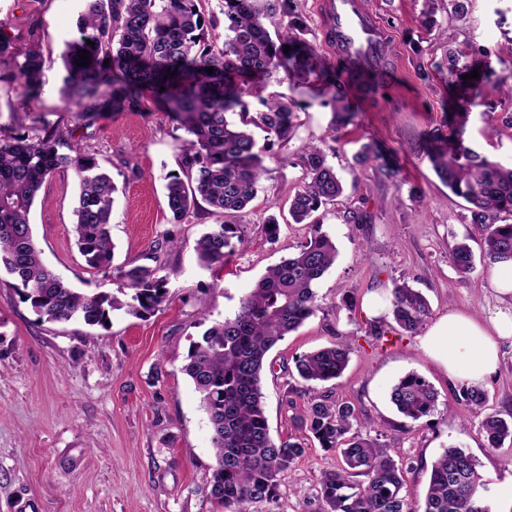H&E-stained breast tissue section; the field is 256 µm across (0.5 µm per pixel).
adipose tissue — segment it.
Masks as SVG:
<instances>
[{
  "mask_svg": "<svg viewBox=\"0 0 512 512\" xmlns=\"http://www.w3.org/2000/svg\"><path fill=\"white\" fill-rule=\"evenodd\" d=\"M492 285L498 306L479 317L448 312L417 338L419 349L448 378L480 385L499 367L503 345L512 339V269L494 271Z\"/></svg>",
  "mask_w": 512,
  "mask_h": 512,
  "instance_id": "adipose-tissue-1",
  "label": "adipose tissue"
}]
</instances>
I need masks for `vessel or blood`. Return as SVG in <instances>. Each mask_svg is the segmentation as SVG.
Instances as JSON below:
<instances>
[{"instance_id": "1", "label": "vessel or blood", "mask_w": 512, "mask_h": 512, "mask_svg": "<svg viewBox=\"0 0 512 512\" xmlns=\"http://www.w3.org/2000/svg\"><path fill=\"white\" fill-rule=\"evenodd\" d=\"M318 9L326 26L336 33V50L351 66L376 65L379 27L364 0H319Z\"/></svg>"}]
</instances>
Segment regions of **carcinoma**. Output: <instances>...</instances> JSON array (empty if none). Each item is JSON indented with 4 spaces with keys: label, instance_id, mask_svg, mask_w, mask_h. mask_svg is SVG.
I'll list each match as a JSON object with an SVG mask.
<instances>
[{
    "label": "carcinoma",
    "instance_id": "obj_1",
    "mask_svg": "<svg viewBox=\"0 0 512 512\" xmlns=\"http://www.w3.org/2000/svg\"><path fill=\"white\" fill-rule=\"evenodd\" d=\"M223 2L227 25L224 48L218 53L205 37L199 0H84L77 36L62 51V95L75 111L89 117L137 111L143 92L149 90L189 136L183 157L186 177L167 176L166 191L176 224L201 201L224 215V223L195 242L196 259L204 266L224 262L248 242L242 218L266 172L267 152L249 127H262L279 141L292 134L293 103L263 96L271 79L297 87L313 79L329 85L334 88L333 131L352 120L345 104L343 76H352L346 61L339 59L338 70L324 68L293 20L274 35L266 26L274 15L292 16L294 0ZM3 26L0 22V58L15 59L11 78L23 99L34 98L40 89L42 53L36 46L15 52ZM89 40L94 45H88ZM286 45L291 48L287 54ZM84 49L91 63L78 66L75 60ZM487 57L485 49L448 48V89H459L462 76L473 70L479 72V81L490 79L494 71ZM249 97L257 98L263 110L251 111ZM229 113L238 122L229 121ZM428 157L439 180L471 205L472 223L483 228L487 266H512V224L489 222L495 213L512 214V164L490 161L465 145L460 127L447 134L436 130ZM302 166L305 182L291 198L289 213L294 223L310 225L311 235L294 254L267 270L233 316L206 328L192 342L182 368L212 428L215 465L209 496L224 512H277L279 487L306 451L298 439L272 438L261 386L269 351L314 314L316 284L337 257L335 243L321 231L314 214L343 194V184L316 147L302 157ZM60 169L73 170L79 185L74 227L79 251L93 268L112 266L115 245L109 226L117 188L94 155L45 129L34 137L0 136V270L20 287L22 300L47 321L78 319L104 327L115 311L134 317L151 314L166 300L165 282L156 268L123 265L118 268L124 282L120 294L86 295L43 263L29 215L44 181ZM450 256L458 273L466 275L474 268L468 245L454 243ZM391 295L399 332L417 333L429 314L424 295L406 280L394 285ZM351 353L348 344L337 342L300 356L295 370L307 383L331 381L341 376ZM457 400L480 410L487 395L463 386ZM391 401L404 417L417 421L436 410L438 393L422 376L409 373L393 387ZM297 421L321 448L340 459L336 468L321 472L316 493L303 501L301 512H490L478 463L460 448L444 449L433 463L420 509L402 495L405 471L390 449L356 429L360 420L351 403L314 396ZM481 428L492 448L512 441V419L489 414Z\"/></svg>",
    "mask_w": 512,
    "mask_h": 512
}]
</instances>
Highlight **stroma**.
<instances>
[{"label": "stroma", "instance_id": "35a3bbf8", "mask_svg": "<svg viewBox=\"0 0 512 512\" xmlns=\"http://www.w3.org/2000/svg\"><path fill=\"white\" fill-rule=\"evenodd\" d=\"M396 56L385 83L357 80L360 99L350 104L354 122L330 134L331 93L313 82L296 89L271 82L268 92L297 103L288 141L269 142L266 174L243 219L248 244L224 263L200 266L193 251L199 236L222 215L200 204L183 223L171 221L166 177L182 170L186 137L152 95L138 111L108 112L94 120L68 110L61 98V52L76 36L83 0H0L17 50L39 46L41 91L22 101L16 86L0 81V135H31L49 128L93 154L117 187L112 206V268L87 265L73 232L78 182L72 170L54 172L42 185L30 224L45 264L76 291L117 292L116 269L152 261L168 291L160 310L144 318L113 312L109 325L39 319L0 271V512H223L208 486L214 463L211 427L199 396L182 370L201 320L232 315L240 300L281 258L295 252L309 227L293 223L289 199L301 188V158L322 148L344 185L334 204L320 209L322 230L335 243L334 265L316 285L317 309L270 352L262 387L270 433L299 437L294 418L312 393L346 400L368 431H382L395 459L406 465L402 493L423 503L433 462L449 446L472 455L491 512H512V442L489 447L481 430L485 414L512 417V347L504 346L499 371L485 385L484 411L456 402L459 383L438 372L415 337L387 334L372 343L362 309L369 291L409 280L429 302L431 317L462 309L482 315L499 300L492 271L480 255L481 227L469 204L441 183L428 158L430 133L448 116V80L440 70L449 48L480 46L490 52L494 81L467 91L466 145L489 160L512 163V127L502 117L512 103L495 85L512 84V63H500L512 44V0H471L466 19L448 11V0H370ZM376 141L394 158L397 177L376 163L356 164L362 143ZM365 212V224L348 223V211ZM280 224L265 231L268 218ZM174 235L179 247L163 245ZM467 243L474 268L458 274L448 246ZM354 297L346 307L343 295ZM345 341L352 353L343 375L309 390L295 371L299 356ZM423 376L437 391L431 417L404 418L390 400L405 374ZM336 456L309 445L279 488L280 512H298L316 492L322 470Z\"/></svg>", "mask_w": 512, "mask_h": 512}]
</instances>
